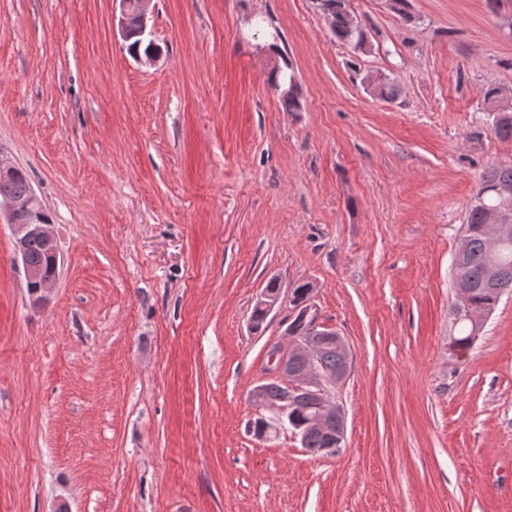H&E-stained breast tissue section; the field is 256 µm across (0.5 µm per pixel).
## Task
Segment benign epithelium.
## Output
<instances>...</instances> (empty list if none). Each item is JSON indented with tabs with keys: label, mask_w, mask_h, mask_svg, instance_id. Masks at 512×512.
<instances>
[{
	"label": "benign epithelium",
	"mask_w": 512,
	"mask_h": 512,
	"mask_svg": "<svg viewBox=\"0 0 512 512\" xmlns=\"http://www.w3.org/2000/svg\"><path fill=\"white\" fill-rule=\"evenodd\" d=\"M120 5L118 30L121 37L136 30L146 34L148 4L150 0H117ZM503 199V209L493 218V230L488 236V248L492 258H498L501 248L512 241V187L504 186L498 190ZM44 208L38 201L34 190H29L23 197L1 196L0 213H5L13 235V259L22 271L26 284L37 285V289L29 293L31 304L39 306L47 300L48 294L55 287L57 276L46 277L37 267L26 259V245L32 238L44 241L53 258L54 267H59V248L52 225L42 224L38 216ZM303 320L324 340L325 343L337 348L344 357L345 364L332 373L322 371L319 365L318 352L302 346L296 341L288 344L275 343L267 349V360L263 367V377L250 393V400L260 412L272 409L265 396V387L270 382L284 385V396L279 411H288V403L293 401L296 393L307 390L323 410L314 420V425L328 435V447L322 449L326 454H333L340 447L346 436L345 416L342 409L332 399V389L342 382L349 373L351 352L342 336L335 329L326 327L319 322L315 305L307 302L300 312ZM301 360L306 368L295 372L293 364Z\"/></svg>",
	"instance_id": "1"
}]
</instances>
